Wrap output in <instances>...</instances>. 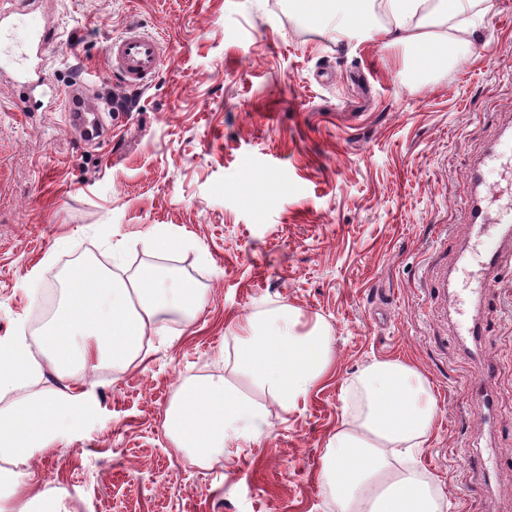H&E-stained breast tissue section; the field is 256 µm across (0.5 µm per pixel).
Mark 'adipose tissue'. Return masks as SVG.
<instances>
[{
	"label": "adipose tissue",
	"instance_id": "ef3b65f1",
	"mask_svg": "<svg viewBox=\"0 0 512 512\" xmlns=\"http://www.w3.org/2000/svg\"><path fill=\"white\" fill-rule=\"evenodd\" d=\"M305 16L335 21L344 32L368 34L405 51L407 70L424 78L459 62L474 44L478 22L493 0H293ZM205 292L192 280L161 276L153 266L123 278L88 262L67 275L59 310L36 343L57 387L29 392L35 373L20 338L0 347V391H14L0 408V512H60L64 486L41 481L36 456L60 450L91 417L89 391H74L75 365L110 358L127 367L140 358L146 337L163 335L167 316L193 324ZM334 336L315 321L304 327L299 309L284 304L248 317L234 347V369L255 396L223 377L183 382L165 414L164 427L191 463L214 462L228 440L256 438L265 402L282 411L306 403L328 375ZM360 404L352 421L330 436L322 477L339 512H442V495L420 470L402 465L417 455L435 423L436 400L422 376L404 361L370 364L357 379Z\"/></svg>",
	"mask_w": 512,
	"mask_h": 512
}]
</instances>
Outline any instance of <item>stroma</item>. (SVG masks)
Wrapping results in <instances>:
<instances>
[{
	"mask_svg": "<svg viewBox=\"0 0 512 512\" xmlns=\"http://www.w3.org/2000/svg\"><path fill=\"white\" fill-rule=\"evenodd\" d=\"M464 62L415 79L404 51L339 35L291 0H39L18 29L51 21L34 103L0 70V339L33 340L45 292L78 262L127 273L172 262L206 293L196 334L181 320L143 361L83 370L95 411L63 455L34 466L69 492L66 512H337L321 478L328 438L373 361L400 359L436 399L420 455L446 512H512V263L456 335L474 158L512 124V0H494ZM160 37L164 61L121 89L105 55L126 28ZM108 98L98 137L72 126L69 90ZM187 239L158 256L157 227ZM289 304L335 336L331 375L304 407L269 406L258 438L194 465L166 435L188 379L249 381L224 357L249 314ZM496 361V418L470 388Z\"/></svg>",
	"mask_w": 512,
	"mask_h": 512,
	"instance_id": "stroma-1",
	"label": "stroma"
}]
</instances>
